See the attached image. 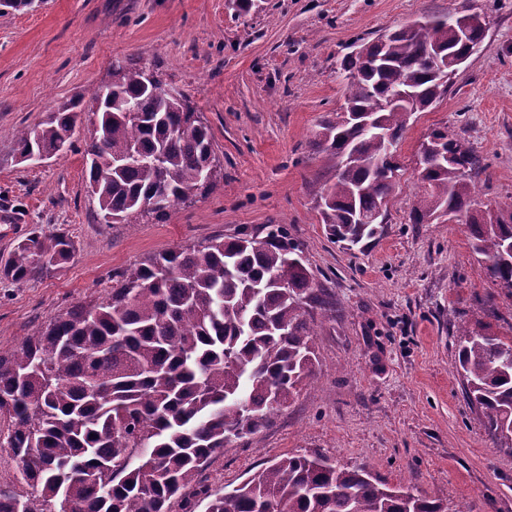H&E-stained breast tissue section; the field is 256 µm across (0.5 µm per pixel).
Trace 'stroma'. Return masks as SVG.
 <instances>
[{
  "instance_id": "35a3bbf8",
  "label": "stroma",
  "mask_w": 512,
  "mask_h": 512,
  "mask_svg": "<svg viewBox=\"0 0 512 512\" xmlns=\"http://www.w3.org/2000/svg\"><path fill=\"white\" fill-rule=\"evenodd\" d=\"M458 10L485 17V38L448 93L411 117L385 235L345 250L315 207L332 163L310 147L322 117L345 104L339 62L358 38ZM116 59L158 71L213 137L212 188L162 221L104 223L87 190L92 94ZM77 95L73 148L16 162L14 130ZM437 128L483 158V202L512 196V0H253L245 13L236 0H42L0 14V265L33 231L75 241L48 276L0 278V347L104 300L115 273L151 255L281 224L336 305L317 329L318 372L268 428L214 455L200 481L220 493L283 456L321 454L436 497L443 512H512V447L488 434L456 371L458 327L512 340V294L484 277L465 225L409 221L422 193L417 151Z\"/></svg>"
}]
</instances>
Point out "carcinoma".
I'll list each match as a JSON object with an SVG mask.
<instances>
[{
    "mask_svg": "<svg viewBox=\"0 0 512 512\" xmlns=\"http://www.w3.org/2000/svg\"><path fill=\"white\" fill-rule=\"evenodd\" d=\"M481 18L416 20L343 58L345 107L320 124L313 150L336 181L317 194L330 239L365 249L387 222L370 218L399 185L391 156L410 116L448 91L435 56L479 44ZM86 145L89 188L102 216H167L218 175L212 134L192 100L135 61L112 63L94 91ZM70 99L13 134L18 154L58 152L72 136ZM421 146L423 194L412 223L444 210L466 218L473 252L493 284L512 292V198L491 209L475 195L485 164L468 140L435 129ZM68 232H31L0 275L15 282L57 270L74 254ZM290 242L268 224L154 255L114 276L108 299L48 319L0 351V452L19 476L0 485V512H441L440 503L391 486L365 468L319 455L275 461L214 494L197 482L213 455L266 428L315 375V315L332 311ZM41 262H34V254ZM458 368L469 402L496 440L512 441V342L458 328Z\"/></svg>",
    "mask_w": 512,
    "mask_h": 512,
    "instance_id": "obj_1",
    "label": "carcinoma"
}]
</instances>
